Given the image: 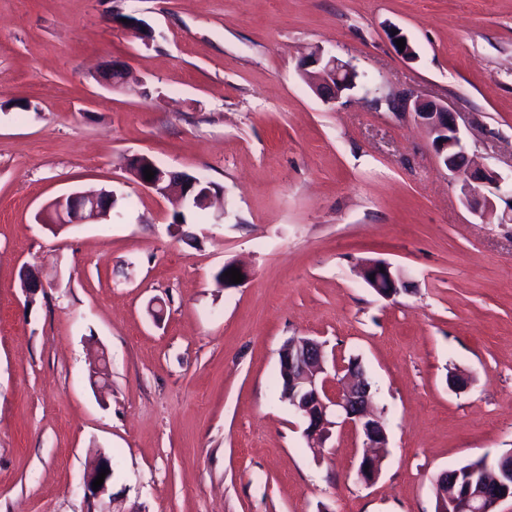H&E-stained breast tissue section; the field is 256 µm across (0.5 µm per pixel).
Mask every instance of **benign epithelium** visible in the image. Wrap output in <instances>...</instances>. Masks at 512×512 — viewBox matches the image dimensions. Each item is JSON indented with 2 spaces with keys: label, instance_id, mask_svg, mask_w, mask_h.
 Returning a JSON list of instances; mask_svg holds the SVG:
<instances>
[{
  "label": "benign epithelium",
  "instance_id": "benign-epithelium-1",
  "mask_svg": "<svg viewBox=\"0 0 512 512\" xmlns=\"http://www.w3.org/2000/svg\"><path fill=\"white\" fill-rule=\"evenodd\" d=\"M307 64L321 68L325 75L323 82L315 87V93L326 103H336L345 92L357 86V82L351 80L353 68L335 56L326 57L315 52ZM409 103L413 104L416 119L435 135L432 141L435 153L446 169L457 178L470 212L484 220L495 217L502 224L511 223L512 195L499 194L502 181L497 172L471 164L454 113L434 101L416 98L411 92L404 98V104ZM147 167L155 171L154 179L150 181L144 179V169ZM126 170L142 186L163 197L180 191L178 186H168L166 174L145 154L128 156ZM482 186L494 188L498 193L493 196L484 193L480 190ZM100 196V192L63 194L42 209L39 219L56 228L66 227L82 219L106 220L109 212L101 208ZM359 274L362 277L374 275V279H367L365 283L388 299L405 291L408 284L404 272L386 261L366 260L361 263ZM279 368L287 388L286 398L304 420V436L309 447H322L339 419L351 425L362 436L364 447H387L385 424L373 408L371 385L363 372L358 370V366L347 365V384L336 394L330 395L326 389L323 345L312 338L299 337L289 341L283 349ZM103 468L112 469L110 459H99L86 474L84 491L87 497L95 499L108 491L112 479L110 473L105 476L98 491L92 488L93 480ZM487 468V464L474 468L473 478L463 491L450 495L448 487L439 488L436 491L437 512H494L499 502L512 499V453L497 462L499 475L486 481L479 478L478 473ZM358 475L365 482L375 480L378 476L377 457L364 456L359 464Z\"/></svg>",
  "mask_w": 512,
  "mask_h": 512
}]
</instances>
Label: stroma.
I'll return each mask as SVG.
<instances>
[{
  "label": "stroma",
  "instance_id": "1",
  "mask_svg": "<svg viewBox=\"0 0 512 512\" xmlns=\"http://www.w3.org/2000/svg\"><path fill=\"white\" fill-rule=\"evenodd\" d=\"M317 50L359 75L333 104L302 68ZM409 90L512 187V0H0V512H435L439 473L512 452V224L467 210ZM133 154L218 188L187 237ZM101 189L109 220L38 222ZM363 260L407 291L380 297ZM228 262L249 278L217 287ZM294 336L370 382L374 482L359 435L309 447L282 398ZM101 456L112 484L92 499ZM381 269H384V273H381ZM359 274L370 288L384 298L390 299L407 291L408 281L404 272L386 261H363L359 268ZM366 274L369 275L368 279L365 278ZM371 274H374V280H370ZM101 468H106L109 470V473L105 476L104 483L101 485L97 492L93 491L92 482L98 476V473L101 472ZM113 469L112 463L108 458H99L97 464L86 474L84 479V491L85 495L89 498L95 499L104 495L109 488L110 481L112 479Z\"/></svg>",
  "mask_w": 512,
  "mask_h": 512
}]
</instances>
